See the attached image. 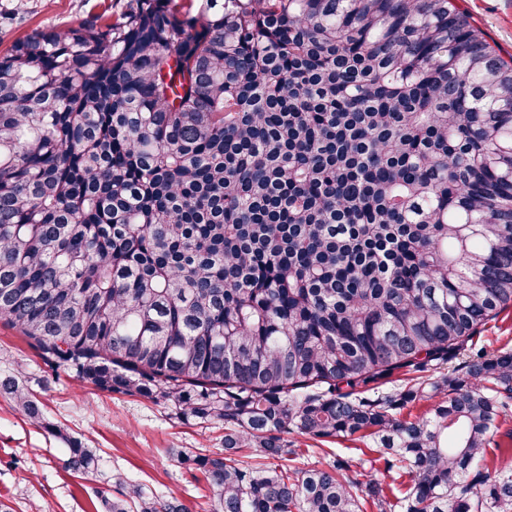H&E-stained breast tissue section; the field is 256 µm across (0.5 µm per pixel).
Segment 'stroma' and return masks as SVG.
Masks as SVG:
<instances>
[{
	"label": "stroma",
	"mask_w": 512,
	"mask_h": 512,
	"mask_svg": "<svg viewBox=\"0 0 512 512\" xmlns=\"http://www.w3.org/2000/svg\"><path fill=\"white\" fill-rule=\"evenodd\" d=\"M453 2L470 14L479 36L502 57L512 56V0ZM124 8L125 0H0V52L34 29L64 31L101 13L116 18ZM468 345L491 353L512 350V307L481 325ZM9 374L38 399L46 424L60 426L100 457L97 472L68 470L65 444L0 396V501L12 512H106L118 496L116 473L147 493L181 499L190 512H212L205 476L181 464L176 453L222 452V422H184L168 406L97 389L49 363L31 339L0 321V375ZM286 439L300 467L343 458L366 468L374 457L370 440L356 435L313 438L291 432Z\"/></svg>",
	"instance_id": "35a3bbf8"
}]
</instances>
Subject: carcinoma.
Listing matches in <instances>:
<instances>
[{
  "label": "carcinoma",
  "instance_id": "carcinoma-1",
  "mask_svg": "<svg viewBox=\"0 0 512 512\" xmlns=\"http://www.w3.org/2000/svg\"><path fill=\"white\" fill-rule=\"evenodd\" d=\"M512 61L452 0H128L0 54V319L108 391L224 422L214 512H512ZM465 353L463 375L427 374ZM417 376L383 390L394 373ZM0 395L67 445L15 376ZM431 401L410 420L404 406ZM369 438L387 473L300 468ZM124 488L109 512H188ZM490 353L512 350V307L501 310L481 325L467 343V349ZM509 403V411L501 418L498 433L485 448L484 463L489 467L498 463L501 451L512 448V401ZM284 437L288 441V448L295 449L298 454L296 460L288 464L300 467L343 458L351 460L353 464L361 463L367 472L371 468L369 460L378 456L368 449L372 442L367 438L360 439L359 435L345 438H311L308 435L291 432Z\"/></svg>",
  "mask_w": 512,
  "mask_h": 512
}]
</instances>
